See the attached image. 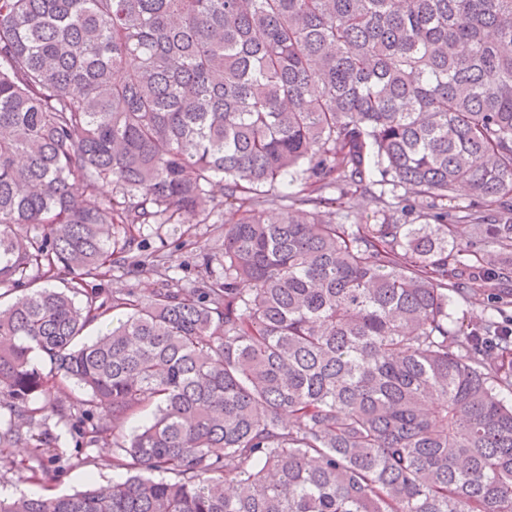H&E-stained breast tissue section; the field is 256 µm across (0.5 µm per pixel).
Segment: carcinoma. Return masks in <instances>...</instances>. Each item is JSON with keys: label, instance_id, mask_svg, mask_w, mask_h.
Here are the masks:
<instances>
[{"label": "carcinoma", "instance_id": "1", "mask_svg": "<svg viewBox=\"0 0 512 512\" xmlns=\"http://www.w3.org/2000/svg\"><path fill=\"white\" fill-rule=\"evenodd\" d=\"M226 208L197 287L96 304ZM510 271L512 0H0V285L75 279L0 307V457L50 411L128 473L0 512H512V334L449 312Z\"/></svg>", "mask_w": 512, "mask_h": 512}]
</instances>
